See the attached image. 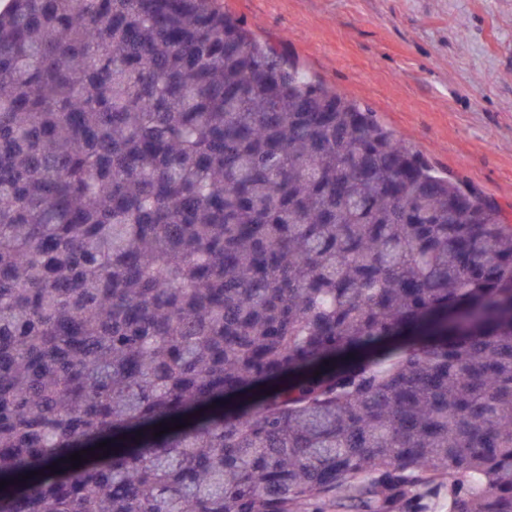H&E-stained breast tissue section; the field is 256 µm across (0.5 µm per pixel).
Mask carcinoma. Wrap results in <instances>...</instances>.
Masks as SVG:
<instances>
[{
  "label": "carcinoma",
  "mask_w": 512,
  "mask_h": 512,
  "mask_svg": "<svg viewBox=\"0 0 512 512\" xmlns=\"http://www.w3.org/2000/svg\"><path fill=\"white\" fill-rule=\"evenodd\" d=\"M0 481V512H512V224L216 0H9Z\"/></svg>",
  "instance_id": "obj_1"
}]
</instances>
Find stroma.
<instances>
[{
	"label": "stroma",
	"instance_id": "stroma-1",
	"mask_svg": "<svg viewBox=\"0 0 512 512\" xmlns=\"http://www.w3.org/2000/svg\"><path fill=\"white\" fill-rule=\"evenodd\" d=\"M512 217V0H218Z\"/></svg>",
	"mask_w": 512,
	"mask_h": 512
}]
</instances>
